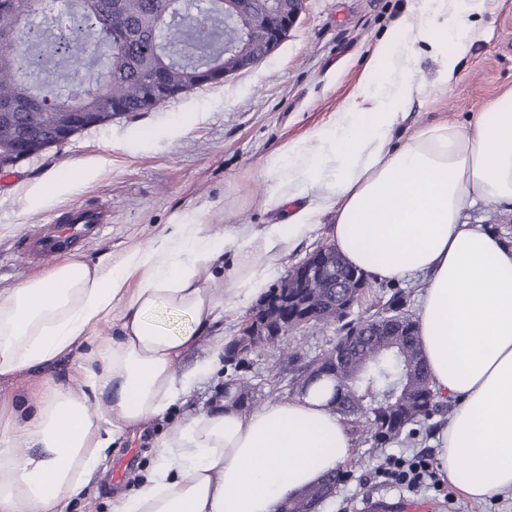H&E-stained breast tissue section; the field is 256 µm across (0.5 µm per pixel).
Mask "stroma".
<instances>
[{
	"label": "stroma",
	"instance_id": "1",
	"mask_svg": "<svg viewBox=\"0 0 512 512\" xmlns=\"http://www.w3.org/2000/svg\"><path fill=\"white\" fill-rule=\"evenodd\" d=\"M421 0H303L299 20L288 38L268 57L224 82L167 100L153 111L125 113L111 122L78 132L69 140L0 171V292L49 270L30 256L25 241L62 212L96 202L111 210L109 223L76 255L94 263L103 255L120 259L128 250L160 234L180 218L200 217L213 233L233 224L256 227L281 220L260 204L268 176L265 158L287 143L306 141L348 102L365 80L386 32ZM473 40L461 53L447 90L437 85L439 64L417 50L414 78L420 86L397 135L405 138L435 122L465 125L501 92L512 87V0H486L472 23ZM80 177L75 191L37 197L52 173ZM425 278L370 282L353 309L368 318L381 312L393 292L417 311ZM338 325H309L288 336L302 357L287 361L278 353H251L240 371L219 366L198 377L183 405L152 420L112 446L106 469L89 494L71 512H110L113 497L131 492L155 462V439L181 421L186 412L207 409L225 382L240 375L255 389L254 407L268 402L269 390L288 400L299 391L306 361L330 351ZM353 456L344 468L351 479L338 486L320 512H357L370 495H402L380 482L378 467L391 454L434 453V436L417 433L383 446L356 436ZM122 478H114V467ZM433 512H512V499L478 502L449 484L416 492Z\"/></svg>",
	"mask_w": 512,
	"mask_h": 512
}]
</instances>
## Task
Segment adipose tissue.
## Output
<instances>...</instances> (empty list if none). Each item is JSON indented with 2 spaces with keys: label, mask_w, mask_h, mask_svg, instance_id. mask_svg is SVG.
<instances>
[{
  "label": "adipose tissue",
  "mask_w": 512,
  "mask_h": 512,
  "mask_svg": "<svg viewBox=\"0 0 512 512\" xmlns=\"http://www.w3.org/2000/svg\"><path fill=\"white\" fill-rule=\"evenodd\" d=\"M485 0H424L386 34L370 74L303 143L266 157L261 204L283 219L223 234L197 221L167 225L120 260L62 259L0 294V381L38 373L118 318L117 336L91 350L74 391L43 380L0 424V512H68L113 443L162 415L193 375L179 361L222 315L262 298L273 272L330 216L329 237L352 266L379 281L425 277L419 342L433 388L455 402L437 435L438 464L466 498L512 493V246L467 213L512 205V88L474 122L427 125L394 139L419 92L416 45L440 59L439 80L466 48L468 17ZM232 251L226 296L201 285ZM319 381L251 414L215 407L188 414L155 441L158 465L112 512H280L320 484L355 446Z\"/></svg>",
  "instance_id": "obj_1"
}]
</instances>
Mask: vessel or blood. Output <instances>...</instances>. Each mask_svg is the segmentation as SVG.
I'll return each mask as SVG.
<instances>
[{
  "mask_svg": "<svg viewBox=\"0 0 512 512\" xmlns=\"http://www.w3.org/2000/svg\"><path fill=\"white\" fill-rule=\"evenodd\" d=\"M110 214L105 207L94 206L75 209L59 216L64 231L48 227L41 231L30 244L32 253L41 260L52 261L61 252L77 247L89 236L96 225L106 223ZM364 512H429L425 503L407 497L392 501L384 496H374L364 502Z\"/></svg>",
  "mask_w": 512,
  "mask_h": 512,
  "instance_id": "1",
  "label": "vessel or blood"
}]
</instances>
